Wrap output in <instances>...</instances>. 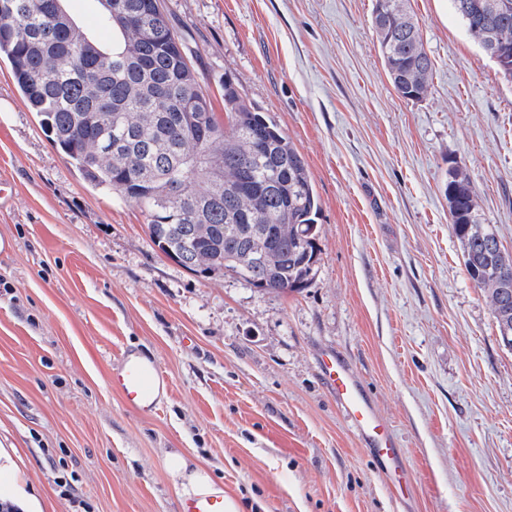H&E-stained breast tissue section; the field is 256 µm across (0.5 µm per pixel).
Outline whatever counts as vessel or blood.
<instances>
[{
  "label": "vessel or blood",
  "instance_id": "obj_1",
  "mask_svg": "<svg viewBox=\"0 0 512 512\" xmlns=\"http://www.w3.org/2000/svg\"><path fill=\"white\" fill-rule=\"evenodd\" d=\"M322 377L342 409L346 419L379 456L396 459L399 452L384 421L374 413L369 399L349 364L333 355L321 361ZM110 385L133 410L152 414L160 407L167 377L158 364L135 354H125L124 360L112 373ZM223 497L200 495L184 501L181 512H226Z\"/></svg>",
  "mask_w": 512,
  "mask_h": 512
}]
</instances>
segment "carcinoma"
<instances>
[{
  "label": "carcinoma",
  "mask_w": 512,
  "mask_h": 512,
  "mask_svg": "<svg viewBox=\"0 0 512 512\" xmlns=\"http://www.w3.org/2000/svg\"><path fill=\"white\" fill-rule=\"evenodd\" d=\"M62 2L0 0V59L56 146L91 183L137 205L153 243L183 268L230 272L265 291L305 287L321 207L298 148L227 76V123L217 119L161 0H98L100 26L116 33L110 47L89 39ZM451 2L512 80V0ZM372 23L394 90L425 99L433 62L406 0H375ZM445 191L467 274L512 337V253L483 223L461 167Z\"/></svg>",
  "instance_id": "1"
}]
</instances>
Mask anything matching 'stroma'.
<instances>
[{
    "instance_id": "35a3bbf8",
    "label": "stroma",
    "mask_w": 512,
    "mask_h": 512,
    "mask_svg": "<svg viewBox=\"0 0 512 512\" xmlns=\"http://www.w3.org/2000/svg\"><path fill=\"white\" fill-rule=\"evenodd\" d=\"M449 2H408L434 64L413 102L387 77L374 0H164L216 116L233 78L305 159L320 253L294 292L167 258L0 60V446L54 512H180L172 452L240 512H512V348L445 194L463 165L512 252V81ZM129 351L170 381L147 417L110 386ZM326 352L391 431L404 493L325 386Z\"/></svg>"
}]
</instances>
